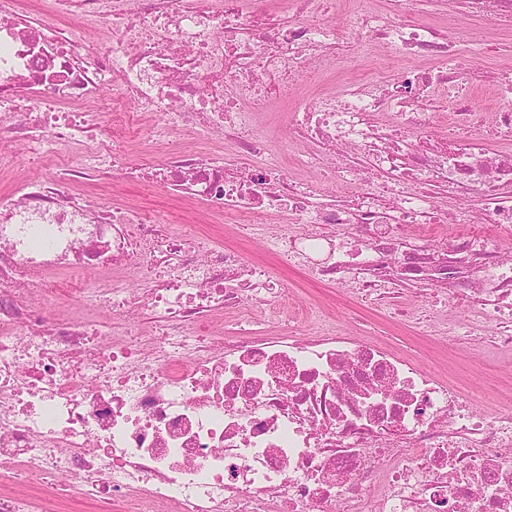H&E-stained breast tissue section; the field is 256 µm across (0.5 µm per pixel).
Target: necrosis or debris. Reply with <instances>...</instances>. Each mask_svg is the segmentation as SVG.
<instances>
[{
  "mask_svg": "<svg viewBox=\"0 0 512 512\" xmlns=\"http://www.w3.org/2000/svg\"><path fill=\"white\" fill-rule=\"evenodd\" d=\"M409 12V0H44L38 12L0 0V168L20 154L40 164L0 195V468L38 480L0 492V512H512L511 414H478L447 380L324 315L287 311L273 333L215 328L284 308L263 263L68 189L111 173L164 189L398 326L511 356L512 78L494 64L500 45L449 40ZM375 46L399 69L288 94L310 65L335 74ZM112 87L111 111H89ZM483 88L491 126L472 104ZM284 99L285 140L263 123ZM128 102L165 117L139 124V145L188 133L195 149L130 159L114 131ZM410 284L466 323L419 311Z\"/></svg>",
  "mask_w": 512,
  "mask_h": 512,
  "instance_id": "obj_1",
  "label": "necrosis or debris"
}]
</instances>
